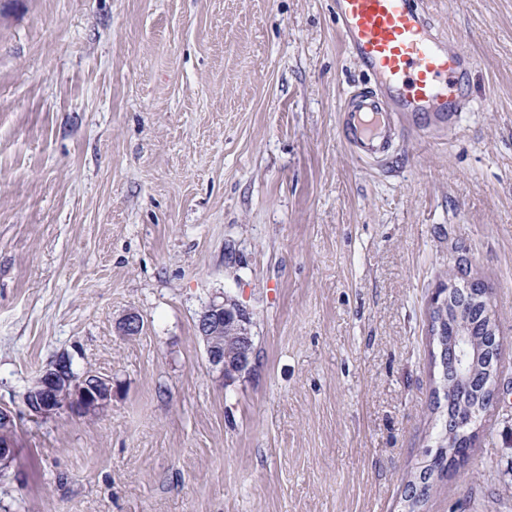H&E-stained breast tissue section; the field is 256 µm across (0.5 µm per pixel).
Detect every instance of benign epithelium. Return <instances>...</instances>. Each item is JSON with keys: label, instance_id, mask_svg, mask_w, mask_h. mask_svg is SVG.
Returning a JSON list of instances; mask_svg holds the SVG:
<instances>
[{"label": "benign epithelium", "instance_id": "7a95c632", "mask_svg": "<svg viewBox=\"0 0 512 512\" xmlns=\"http://www.w3.org/2000/svg\"><path fill=\"white\" fill-rule=\"evenodd\" d=\"M477 308L487 319V336L482 344L485 360L478 367L470 361L469 338L464 333L453 332L451 337L443 339L444 321L453 318L464 326ZM196 327L205 346L208 364L222 379L229 381L252 371L255 355L253 313L239 299L226 292L215 294L200 311ZM119 329L124 336H135L142 329V320L136 312L130 311L119 321ZM429 335L438 338L440 364L442 372L448 373V387L461 380L470 390L476 383L479 390L495 393L499 360L492 356V352L501 343L499 331L488 304L487 288L468 278V267L461 263L458 273L448 278V285L432 298ZM23 401L28 411L40 418L51 417L61 410L97 413L112 401V382L93 374L77 377L72 371L70 357L61 354L41 370L37 388L26 390ZM478 414L479 411L470 407L448 413L445 425L448 447L455 446L454 439L464 437Z\"/></svg>", "mask_w": 512, "mask_h": 512}]
</instances>
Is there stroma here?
Instances as JSON below:
<instances>
[{
    "instance_id": "1",
    "label": "stroma",
    "mask_w": 512,
    "mask_h": 512,
    "mask_svg": "<svg viewBox=\"0 0 512 512\" xmlns=\"http://www.w3.org/2000/svg\"><path fill=\"white\" fill-rule=\"evenodd\" d=\"M474 58L453 132L360 161L332 0H11L0 10V512H401L447 405L428 334L458 259L503 338L497 395L424 512H512V0H423ZM253 312L251 374L196 321ZM130 311L135 336L118 323ZM111 379L32 416L57 355ZM196 327L208 364L222 379L231 381L252 371L253 313L239 299L226 292L215 294L200 311ZM218 336H228L223 347L217 342Z\"/></svg>"
}]
</instances>
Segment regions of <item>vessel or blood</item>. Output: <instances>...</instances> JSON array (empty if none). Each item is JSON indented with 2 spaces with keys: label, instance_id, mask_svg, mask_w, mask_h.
<instances>
[{
  "label": "vessel or blood",
  "instance_id": "b4317fda",
  "mask_svg": "<svg viewBox=\"0 0 512 512\" xmlns=\"http://www.w3.org/2000/svg\"><path fill=\"white\" fill-rule=\"evenodd\" d=\"M333 13L348 50L374 81L342 109L348 144L360 160L388 155L397 118L454 127L470 105L462 86L473 59L448 51L418 0H333Z\"/></svg>",
  "mask_w": 512,
  "mask_h": 512
}]
</instances>
